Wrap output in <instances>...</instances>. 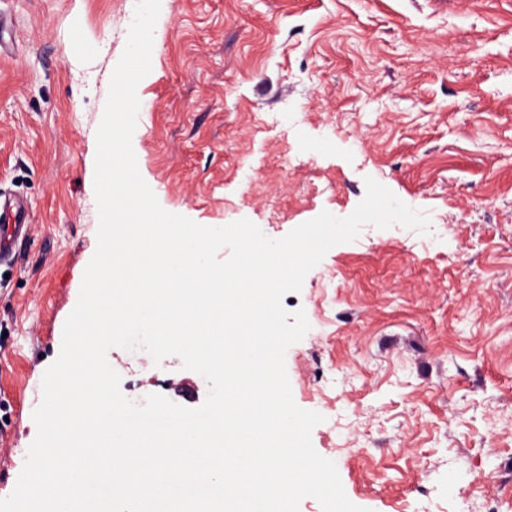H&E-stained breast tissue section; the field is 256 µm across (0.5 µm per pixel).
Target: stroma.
I'll use <instances>...</instances> for the list:
<instances>
[{"mask_svg":"<svg viewBox=\"0 0 512 512\" xmlns=\"http://www.w3.org/2000/svg\"><path fill=\"white\" fill-rule=\"evenodd\" d=\"M136 0H0V189L31 230L0 265V498L37 435L97 247L96 132ZM132 145L160 206L280 238L373 178L422 234L363 227L287 293L314 449L366 512H512V0H166ZM139 379L196 408L179 357Z\"/></svg>","mask_w":512,"mask_h":512,"instance_id":"35a3bbf8","label":"stroma"}]
</instances>
